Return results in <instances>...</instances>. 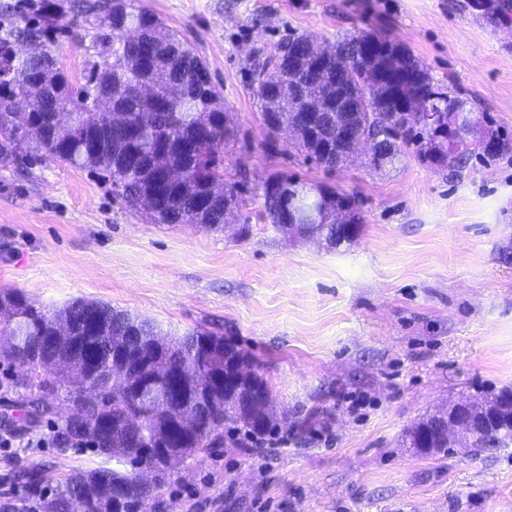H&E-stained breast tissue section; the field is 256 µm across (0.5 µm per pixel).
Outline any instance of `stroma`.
<instances>
[{
	"mask_svg": "<svg viewBox=\"0 0 512 512\" xmlns=\"http://www.w3.org/2000/svg\"><path fill=\"white\" fill-rule=\"evenodd\" d=\"M140 2L209 65L233 125L224 177L254 214L249 232L151 223L111 182L23 143L0 158V294L104 302L169 338L222 336L260 365L281 417L264 453L245 441L185 458L149 512H512V447L428 456L402 442L426 415L512 389V152L327 170L271 139L247 86L249 64L290 34L383 32L512 139V0ZM52 51L81 83L91 40ZM277 172L354 194L358 235L332 248L256 219ZM52 427L14 429L0 447V505L24 495L19 470L55 491L99 466L37 445Z\"/></svg>",
	"mask_w": 512,
	"mask_h": 512,
	"instance_id": "obj_1",
	"label": "stroma"
}]
</instances>
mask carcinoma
I'll return each mask as SVG.
<instances>
[{
    "instance_id": "obj_1",
    "label": "carcinoma",
    "mask_w": 512,
    "mask_h": 512,
    "mask_svg": "<svg viewBox=\"0 0 512 512\" xmlns=\"http://www.w3.org/2000/svg\"><path fill=\"white\" fill-rule=\"evenodd\" d=\"M61 4L41 0L34 22H10L0 36V67L10 66L8 77H0V153L8 147L34 141L44 159L84 169L91 174L123 184L118 197L124 204L138 209L139 197L152 186L156 174L167 166L184 173L182 185L168 191L162 202L148 216L153 224H185L193 216L194 197L211 186L224 187L225 200L219 201L204 228L224 230L225 219L234 218L238 209L235 187L224 182V139L230 134V118L224 100L214 86L201 83V73L208 72L206 62L157 15L137 7L133 0H83L81 12L101 18L93 41L97 61L85 75L78 92L71 90L72 81L62 70L47 71L55 59L51 43L61 32ZM24 42L32 52L23 58L13 55V46ZM377 48L392 49L395 40L386 34L361 32L334 44L332 64L339 70L341 81L351 85V92L363 103V116L357 136L377 141L384 156L382 162L371 158L368 167L383 172L400 161L406 149H413L424 163L461 165L475 152L469 141L481 143L480 154L497 158L509 150V141L486 131L487 117L469 107L468 98L457 91L445 93L437 88L419 60L404 50L399 68L421 76L411 85L398 81L390 86L387 97H381L374 79L363 73L350 77L353 63L360 59L369 43ZM309 44L303 36L293 34L274 47V51L257 61L249 74V89L264 112H276L281 122L298 125L304 107L297 93L298 82L315 79L311 64L296 77L287 71L266 76L279 51L305 54ZM157 69L167 75V82L154 93L153 101L142 102L136 94L146 75ZM109 77L117 108L128 113L126 124L114 126L105 112H90V100L97 93L103 77ZM41 85L45 98L32 102L34 119L41 131L35 137L14 125L11 114L17 99L27 96L30 87ZM412 95L430 100L434 107L457 115L470 114L459 137L448 141V135L424 123L414 112L401 111V102ZM63 112L69 121L95 130L99 145L86 138L66 143L53 138L56 116ZM341 114L336 107L321 113L325 134L336 140V126ZM321 167L334 170L333 160L316 154L311 146L294 143ZM268 182L281 193L263 190L261 218L282 230L281 216L288 215V202L295 200V210L311 211L319 204L311 186L283 174ZM339 204L346 203L348 219L360 224L355 198L341 192L324 190ZM341 225L301 224L295 232L314 233L327 245L337 247L348 241L339 235ZM3 303L25 316L30 339L19 351L0 347V359L13 361L25 368V377L17 381L18 393L25 406L24 420L37 424L55 415V403L63 397L84 407V418L67 417L56 424L54 435L61 448H92L101 457L115 461L109 468L100 466L90 471L75 472L62 489L43 498L41 512H74L73 503L81 499L85 512H146L149 501L160 487L144 488L133 483L134 464L146 462L165 471V458L160 449L185 457L224 444V431L243 433L254 438L272 432L278 425L271 405L268 386L262 374L252 369L248 390L254 401L241 412L231 401L239 390L215 383L224 378V337L203 332H189L166 341L148 320H135L127 313L98 301L75 299L55 310L31 303L23 294L9 292ZM59 324H67L72 344L60 348L49 343V336ZM208 341L212 350L206 355L203 379L185 389V405L195 408V426L182 430L176 441L169 439L172 419L164 412L144 413L139 387L153 381L162 383L175 369L194 365L202 344ZM123 363L129 370L131 384L124 393H114L107 378L108 360ZM512 446V424L504 421L490 431L472 435L471 448H509ZM113 448H131L129 457L115 456Z\"/></svg>"
}]
</instances>
